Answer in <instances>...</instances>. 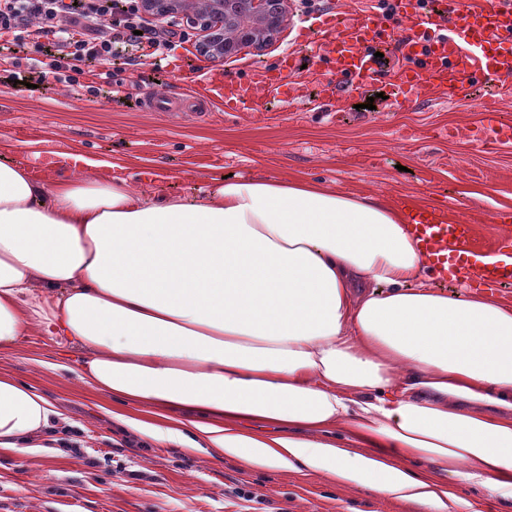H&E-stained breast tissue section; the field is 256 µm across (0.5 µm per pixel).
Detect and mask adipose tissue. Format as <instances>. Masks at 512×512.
<instances>
[{
	"label": "adipose tissue",
	"mask_w": 512,
	"mask_h": 512,
	"mask_svg": "<svg viewBox=\"0 0 512 512\" xmlns=\"http://www.w3.org/2000/svg\"><path fill=\"white\" fill-rule=\"evenodd\" d=\"M36 327L143 407L130 427L191 454L430 512H455V483L512 499V304L430 286L405 208L274 178L148 196L2 157L0 352ZM58 417L0 374V452Z\"/></svg>",
	"instance_id": "ef3b65f1"
}]
</instances>
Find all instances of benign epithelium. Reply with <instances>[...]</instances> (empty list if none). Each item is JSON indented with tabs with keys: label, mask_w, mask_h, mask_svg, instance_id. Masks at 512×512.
<instances>
[{
	"label": "benign epithelium",
	"mask_w": 512,
	"mask_h": 512,
	"mask_svg": "<svg viewBox=\"0 0 512 512\" xmlns=\"http://www.w3.org/2000/svg\"><path fill=\"white\" fill-rule=\"evenodd\" d=\"M147 16L163 20L175 15L199 34L197 52L222 60L246 50H262L280 34L287 21L288 0H142ZM249 15L261 21L236 27Z\"/></svg>",
	"instance_id": "benign-epithelium-1"
}]
</instances>
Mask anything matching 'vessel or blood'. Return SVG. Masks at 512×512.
Returning a JSON list of instances; mask_svg holds the SVG:
<instances>
[{"label": "vessel or blood", "mask_w": 512, "mask_h": 512, "mask_svg": "<svg viewBox=\"0 0 512 512\" xmlns=\"http://www.w3.org/2000/svg\"><path fill=\"white\" fill-rule=\"evenodd\" d=\"M394 5L410 34H399L379 14L342 24L319 22L317 53L326 67L314 77L319 104L343 111L346 99L337 94V81H345L352 92L377 81L380 70L367 50L387 40L397 42L409 59L388 76L394 107L424 93L451 97L463 86L512 75V0H479L466 7L447 0L440 10L431 4L418 8L417 0H394ZM305 86V73L288 52L276 68L244 79L217 81L198 73L192 97L223 103L228 112H248L264 99H301ZM409 223L437 278L452 274L479 285L512 284V234L497 239L489 260L476 244L472 225L449 222L447 215L428 209L411 211Z\"/></svg>", "instance_id": "vessel-or-blood-1"}]
</instances>
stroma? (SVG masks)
I'll list each match as a JSON object with an SVG mask.
<instances>
[{
	"instance_id": "1",
	"label": "stroma",
	"mask_w": 512,
	"mask_h": 512,
	"mask_svg": "<svg viewBox=\"0 0 512 512\" xmlns=\"http://www.w3.org/2000/svg\"><path fill=\"white\" fill-rule=\"evenodd\" d=\"M302 9L290 0L279 40L260 52L209 60L189 41L176 49L186 62L176 73L152 57L133 70L113 59L134 82L125 100L0 85V155L28 165L72 153L73 174L125 178L145 193L193 195L231 174L314 181L396 206L416 199L441 208L453 197L452 218L473 224L481 250H491L502 215L512 212V144L474 145L468 133L483 123L490 96L512 121V77L451 100L430 94L399 111L379 84L333 115L296 101L238 114L212 106L203 117L144 109L153 94L188 96L195 71L231 79L273 66L284 47L302 42ZM79 359L36 329L0 354V373L36 388L61 414L39 447L0 453V512H425L320 473L254 469L146 439L119 419L135 405L78 379Z\"/></svg>"
}]
</instances>
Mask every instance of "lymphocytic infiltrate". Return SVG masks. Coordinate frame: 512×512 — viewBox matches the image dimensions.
<instances>
[{
	"instance_id": "1",
	"label": "lymphocytic infiltrate",
	"mask_w": 512,
	"mask_h": 512,
	"mask_svg": "<svg viewBox=\"0 0 512 512\" xmlns=\"http://www.w3.org/2000/svg\"><path fill=\"white\" fill-rule=\"evenodd\" d=\"M187 32L153 24L140 0H0V83L59 84L127 97L109 64L121 45L163 57Z\"/></svg>"
}]
</instances>
